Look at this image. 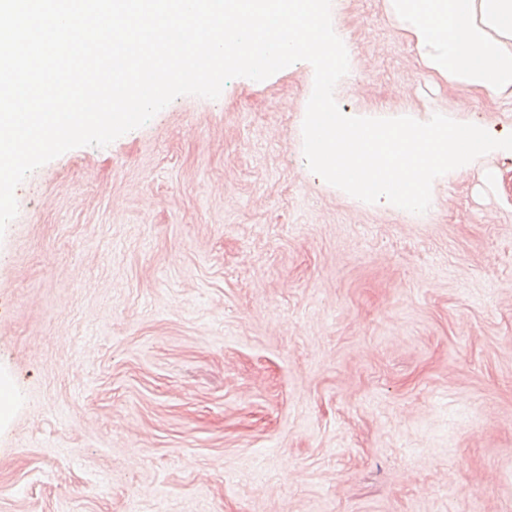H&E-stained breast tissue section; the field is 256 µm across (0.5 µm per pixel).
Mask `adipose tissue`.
<instances>
[{
	"label": "adipose tissue",
	"mask_w": 512,
	"mask_h": 512,
	"mask_svg": "<svg viewBox=\"0 0 512 512\" xmlns=\"http://www.w3.org/2000/svg\"><path fill=\"white\" fill-rule=\"evenodd\" d=\"M425 67L458 85L512 96V0H387Z\"/></svg>",
	"instance_id": "1"
}]
</instances>
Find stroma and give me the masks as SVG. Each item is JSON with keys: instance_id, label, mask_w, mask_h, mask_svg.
Instances as JSON below:
<instances>
[{"instance_id": "obj_1", "label": "stroma", "mask_w": 512, "mask_h": 512, "mask_svg": "<svg viewBox=\"0 0 512 512\" xmlns=\"http://www.w3.org/2000/svg\"><path fill=\"white\" fill-rule=\"evenodd\" d=\"M346 108L512 133L342 0ZM308 68L181 96L16 189L0 512H512V159L412 220L299 152ZM494 168V187L483 182Z\"/></svg>"}]
</instances>
